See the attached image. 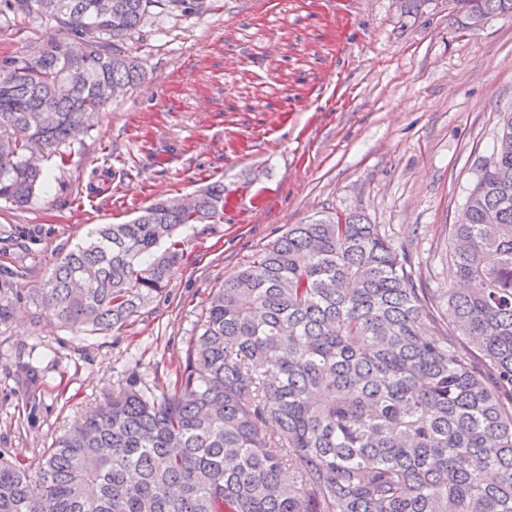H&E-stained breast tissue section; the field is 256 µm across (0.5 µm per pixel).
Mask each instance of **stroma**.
I'll use <instances>...</instances> for the list:
<instances>
[{"mask_svg":"<svg viewBox=\"0 0 512 512\" xmlns=\"http://www.w3.org/2000/svg\"><path fill=\"white\" fill-rule=\"evenodd\" d=\"M458 19L455 0L152 8L123 43L145 79L44 155L46 190L0 201V270L27 293L93 225L218 180L224 210L180 229L165 292L121 329L79 335L18 304L0 324V456L35 466L129 380L173 388L215 289L292 225L363 215L405 247L418 287H447L448 226L512 111V15L471 30ZM58 36L39 16L0 22V61Z\"/></svg>","mask_w":512,"mask_h":512,"instance_id":"1","label":"stroma"}]
</instances>
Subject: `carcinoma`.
Masks as SVG:
<instances>
[{"label":"carcinoma","instance_id":"carcinoma-1","mask_svg":"<svg viewBox=\"0 0 512 512\" xmlns=\"http://www.w3.org/2000/svg\"><path fill=\"white\" fill-rule=\"evenodd\" d=\"M458 4L467 28L512 14ZM162 5L208 0H0L61 33L0 65V199L28 203L49 179L28 152L73 143L144 77L121 41ZM223 207L212 183L98 224L28 299L80 333L119 329L168 286L179 228ZM448 240L453 284L419 288L378 224L292 225L213 293L173 390L130 382L34 475L0 457V512H512L511 112Z\"/></svg>","mask_w":512,"mask_h":512}]
</instances>
